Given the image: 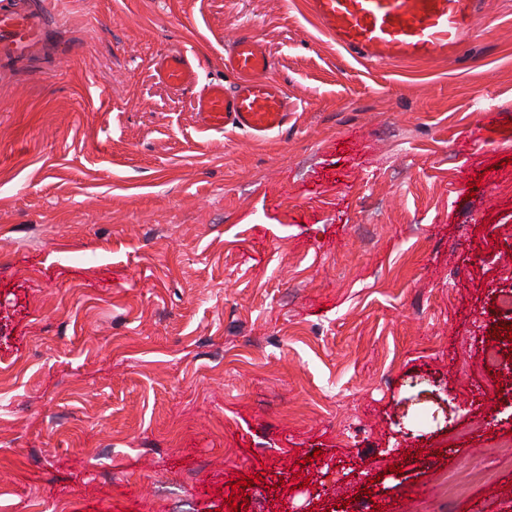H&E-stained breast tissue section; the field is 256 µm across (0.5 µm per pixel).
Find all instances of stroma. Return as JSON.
<instances>
[{
    "label": "stroma",
    "instance_id": "stroma-1",
    "mask_svg": "<svg viewBox=\"0 0 512 512\" xmlns=\"http://www.w3.org/2000/svg\"><path fill=\"white\" fill-rule=\"evenodd\" d=\"M37 2L0 62V512H512V0L393 65L306 0ZM236 28L293 112L258 142L153 70L223 79ZM50 36L49 16L7 2L0 5V58L8 62L27 55Z\"/></svg>",
    "mask_w": 512,
    "mask_h": 512
}]
</instances>
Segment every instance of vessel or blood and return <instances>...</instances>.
Here are the masks:
<instances>
[{
	"instance_id": "b4317fda",
	"label": "vessel or blood",
	"mask_w": 512,
	"mask_h": 512,
	"mask_svg": "<svg viewBox=\"0 0 512 512\" xmlns=\"http://www.w3.org/2000/svg\"><path fill=\"white\" fill-rule=\"evenodd\" d=\"M322 29L354 57L391 64L457 57L478 25L479 0H308ZM50 35L48 15L6 0L0 5V60L27 55ZM270 54L249 31L225 37L224 70L232 78L201 82L191 55L172 49L155 61L159 79L174 90L194 89L204 128L244 131L253 139L283 129L288 98L268 76Z\"/></svg>"
}]
</instances>
